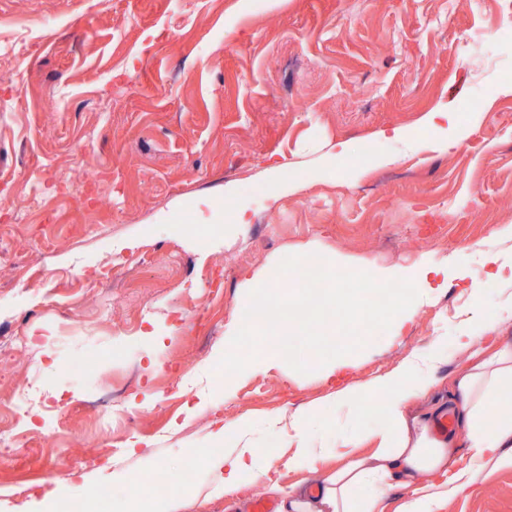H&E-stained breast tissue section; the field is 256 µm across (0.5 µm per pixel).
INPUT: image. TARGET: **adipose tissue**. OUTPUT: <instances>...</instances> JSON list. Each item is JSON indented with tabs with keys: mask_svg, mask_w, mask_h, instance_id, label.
<instances>
[{
	"mask_svg": "<svg viewBox=\"0 0 512 512\" xmlns=\"http://www.w3.org/2000/svg\"><path fill=\"white\" fill-rule=\"evenodd\" d=\"M447 282L444 266L424 264L408 275L407 292L390 304L393 331L403 333L411 320L412 286L432 291ZM456 347L462 360L449 379L434 377L437 355L419 354L399 372L363 387L358 418L369 419L370 400L380 396L383 428H367L326 444L310 434L308 409L272 417L269 428L285 431L288 437L289 467L322 474L321 483L312 489L270 480L277 456L251 438L248 423L218 425L213 439L225 450L208 459L216 475L209 495L240 491L262 479L279 501L278 512H384V489L398 486L412 492L403 512H440L448 497L467 487L486 466L512 467V338L497 337L489 347L482 336L466 328L457 336ZM446 415L453 421V431L436 434L435 421ZM460 427L467 430L463 445L455 434ZM365 441L375 442V450L357 454ZM334 457L341 459V466L325 470L327 460ZM427 475L439 480L441 492H427ZM366 486L373 487V494L355 498V491Z\"/></svg>",
	"mask_w": 512,
	"mask_h": 512,
	"instance_id": "1",
	"label": "adipose tissue"
}]
</instances>
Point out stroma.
I'll use <instances>...</instances> for the list:
<instances>
[{"label": "stroma", "mask_w": 512, "mask_h": 512, "mask_svg": "<svg viewBox=\"0 0 512 512\" xmlns=\"http://www.w3.org/2000/svg\"><path fill=\"white\" fill-rule=\"evenodd\" d=\"M501 24L498 0H0V337L32 339L0 367L14 446L0 512L47 486L61 512L103 483L125 512L129 480L154 474L183 512H235L265 491L208 496L216 417L248 422L283 456L269 416L307 407L329 441L359 427L357 386L412 354L438 352L445 378L463 327L512 336L484 312L497 292L483 252L512 254ZM484 38L499 68L477 83ZM443 106L457 123L441 133L424 117ZM342 140L355 152L336 163ZM232 201L250 222L228 232ZM116 240L135 247L113 252ZM303 248L377 276L441 263L448 285L413 306L403 335H367L335 379L285 363L225 378L246 275L276 274ZM17 394L20 428L6 410ZM109 394L125 425L92 409ZM443 512H512V469H485Z\"/></svg>", "instance_id": "1"}]
</instances>
